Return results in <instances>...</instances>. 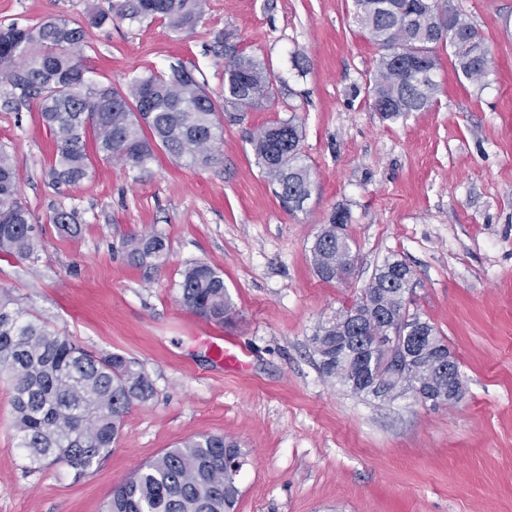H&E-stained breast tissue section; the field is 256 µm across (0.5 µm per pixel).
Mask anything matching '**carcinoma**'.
<instances>
[{"label": "carcinoma", "mask_w": 512, "mask_h": 512, "mask_svg": "<svg viewBox=\"0 0 512 512\" xmlns=\"http://www.w3.org/2000/svg\"><path fill=\"white\" fill-rule=\"evenodd\" d=\"M201 9L202 0H111L91 23L158 20L182 33L195 26ZM354 20L381 51L368 94L384 121L396 122L438 102V45L451 49L464 78L480 80L489 72L486 38L451 0H354ZM86 47L84 29L65 19L0 26V95L7 107L36 103L55 139L49 169L54 184L73 187L90 177L89 130L105 160L132 168L145 167L157 147L191 167L213 163L224 134L218 103L187 66L136 75L119 90L91 79ZM216 56L224 63V107L244 112L275 98L276 77L265 61L226 41ZM302 139V127L293 118L250 135L256 163L290 211L302 207L314 184L302 163ZM17 171V156L0 145V254L27 260L41 243L36 218L20 198ZM343 223L345 216L333 218L312 247L316 271L327 281L345 278L355 259L348 237L338 231ZM123 248L133 262L151 266L166 256L167 244L159 235L145 234L126 239ZM411 281L403 260L386 258L360 298L312 336L327 380L379 400L400 392L433 406L448 402V372L442 366L450 363L457 370L459 363L435 326L409 312ZM178 302L219 324L233 313L222 274L202 262L185 265ZM354 310L368 314L367 343L375 336H393L394 345L350 356L345 343ZM2 372L13 381L18 448L34 465H66L76 479L112 452L131 407L154 391L138 361L83 349L36 322L7 292L0 293ZM240 456L237 442L222 435L186 440L116 487L107 512H231L240 472L234 461Z\"/></svg>", "instance_id": "obj_1"}]
</instances>
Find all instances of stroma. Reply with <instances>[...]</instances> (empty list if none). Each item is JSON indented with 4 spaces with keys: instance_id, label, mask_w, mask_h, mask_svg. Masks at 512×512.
I'll use <instances>...</instances> for the list:
<instances>
[{
    "instance_id": "35a3bbf8",
    "label": "stroma",
    "mask_w": 512,
    "mask_h": 512,
    "mask_svg": "<svg viewBox=\"0 0 512 512\" xmlns=\"http://www.w3.org/2000/svg\"><path fill=\"white\" fill-rule=\"evenodd\" d=\"M491 49L488 75L460 79L437 47V104L381 120L368 87L379 58L353 21V0H203L192 31L166 24L93 27L110 0H0V23L61 16L85 25L92 79L196 65L224 95L217 42L233 35L282 86L244 112L219 111L224 140L205 168L156 150L146 169L91 154L92 176L54 187V138L36 105L0 106V143L19 159L21 200L42 241L34 259L0 254V289L84 348L139 361L154 394L132 406L111 453L74 479L30 466L16 446L13 383L0 376V512H106L138 466L203 434L244 454L235 512H512V0H452ZM296 117L314 187L285 210L249 135ZM76 214L74 231L50 221ZM357 255L344 281H323L311 247L334 214ZM168 247L152 267L126 238ZM412 271L410 310L433 324L460 364L464 395L430 406L382 402L325 379L311 338L349 307L388 256ZM216 268L234 304L217 324L181 307L186 263ZM247 353L225 370L202 337ZM128 257L139 265L151 266L166 256L167 244L162 236L145 234L133 236L123 241Z\"/></svg>"
}]
</instances>
